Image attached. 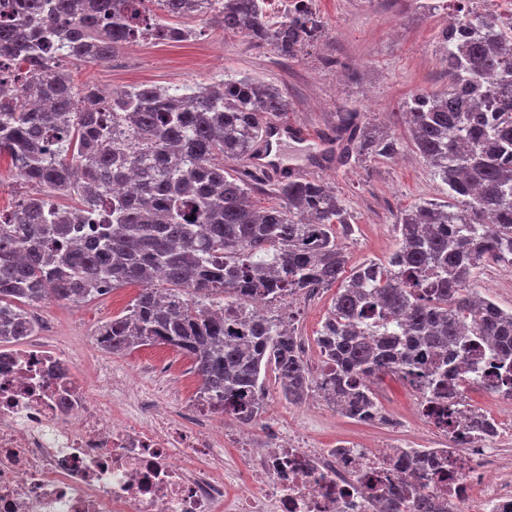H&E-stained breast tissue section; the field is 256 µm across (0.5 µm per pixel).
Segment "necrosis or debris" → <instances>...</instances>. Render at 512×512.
Masks as SVG:
<instances>
[{"instance_id": "1", "label": "necrosis or debris", "mask_w": 512, "mask_h": 512, "mask_svg": "<svg viewBox=\"0 0 512 512\" xmlns=\"http://www.w3.org/2000/svg\"><path fill=\"white\" fill-rule=\"evenodd\" d=\"M476 373L437 400L453 442L428 481L434 512H512V473L501 432L472 427L466 389L490 370L487 349L464 350ZM162 385L143 388L137 365L107 353L93 377L54 333L0 349V512H378L379 494L420 470L400 471L402 446L348 443L316 448L304 431L250 429L215 409L190 358L158 352ZM239 462L223 463L225 445Z\"/></svg>"}]
</instances>
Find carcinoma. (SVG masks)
<instances>
[{
  "label": "carcinoma",
  "instance_id": "cac0c4a2",
  "mask_svg": "<svg viewBox=\"0 0 512 512\" xmlns=\"http://www.w3.org/2000/svg\"><path fill=\"white\" fill-rule=\"evenodd\" d=\"M208 21L293 57L322 29L312 0L273 22L268 0H209ZM197 0H12L0 4V52L14 92L0 91V156L18 185L79 198L62 207L36 192L0 212V343L32 334L25 307L48 294L84 302L129 285L125 314L97 341L128 351L164 344L190 357L200 390L242 423L260 416L266 371L280 395L312 391L341 414L368 421L380 408L366 379L397 373L422 394L466 372L453 352L487 341L493 391L512 395V310L474 288L486 258L512 263V24L470 9L441 34L448 90H420L403 106L409 140L453 203L427 200L394 224L395 252L343 278L347 255L336 225L350 214L316 179L281 178L276 203L258 211L249 174L224 160L251 154L263 120L288 111L275 86L249 76L205 85L127 89L103 108L94 85L78 86L61 61H104L144 32L182 42L196 30ZM355 156L394 155L399 142L354 115L341 116ZM132 182L120 192L117 184ZM96 224L93 239L73 225ZM339 284L316 337L312 374L283 317L251 304H284ZM425 486L385 497L383 512H432Z\"/></svg>",
  "mask_w": 512,
  "mask_h": 512
}]
</instances>
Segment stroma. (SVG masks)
I'll use <instances>...</instances> for the list:
<instances>
[{
  "instance_id": "stroma-1",
  "label": "stroma",
  "mask_w": 512,
  "mask_h": 512,
  "mask_svg": "<svg viewBox=\"0 0 512 512\" xmlns=\"http://www.w3.org/2000/svg\"><path fill=\"white\" fill-rule=\"evenodd\" d=\"M314 8L324 32L292 59L279 56L272 46L206 26L186 42H128L113 53L110 62L68 61L64 67L75 83H91L107 93L115 88L202 82L215 76L220 67L226 73L277 86L290 103L284 121L311 134L306 142L288 143L287 163L298 167L302 177L327 183L351 214V233H336L348 257L346 269L351 272L363 263L389 258L397 247L393 226L401 212L424 200L443 202L448 198L447 186L432 177L411 146L399 112L416 91L447 89L448 58L440 39L450 11L441 8L423 17L414 0H314ZM343 112L358 113L398 138V154L336 159L327 167H312L309 154L322 151V133L335 126ZM475 286L500 307L512 309L511 263L485 260ZM136 294V287L127 286L80 303L43 301L37 309L52 322L56 334L70 339L81 359V374L89 376L94 363L84 353L92 349L98 327L123 313ZM335 294V289L326 288L313 300L293 297L290 314L300 338L315 342ZM265 388L262 418L307 428L318 448L342 441H412L424 448L448 445L447 440L438 439L437 429L424 417L412 416L419 402L395 376L377 378L373 391L382 408L402 418L396 431L376 422L356 421L328 407L307 411L288 404L280 397L279 381L272 372Z\"/></svg>"
}]
</instances>
